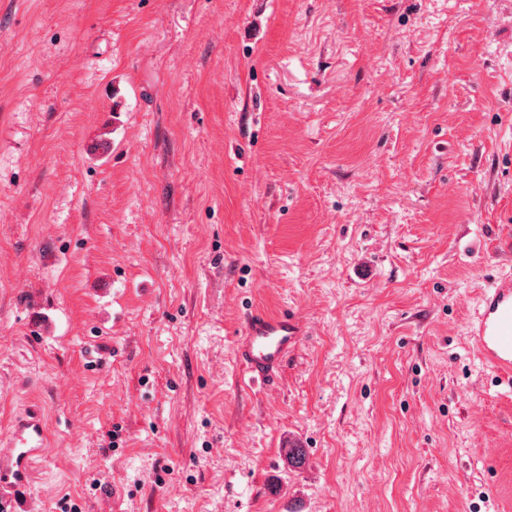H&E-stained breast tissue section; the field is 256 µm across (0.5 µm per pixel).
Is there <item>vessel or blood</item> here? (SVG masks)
<instances>
[{
    "label": "vessel or blood",
    "mask_w": 512,
    "mask_h": 512,
    "mask_svg": "<svg viewBox=\"0 0 512 512\" xmlns=\"http://www.w3.org/2000/svg\"><path fill=\"white\" fill-rule=\"evenodd\" d=\"M469 335L490 365L512 375V277L490 282ZM304 336L300 320L293 315L250 314L235 343V363L250 385L266 386ZM46 446L47 431L39 412L16 421L6 444L0 446V512H32L14 493L28 485Z\"/></svg>",
    "instance_id": "vessel-or-blood-1"
}]
</instances>
